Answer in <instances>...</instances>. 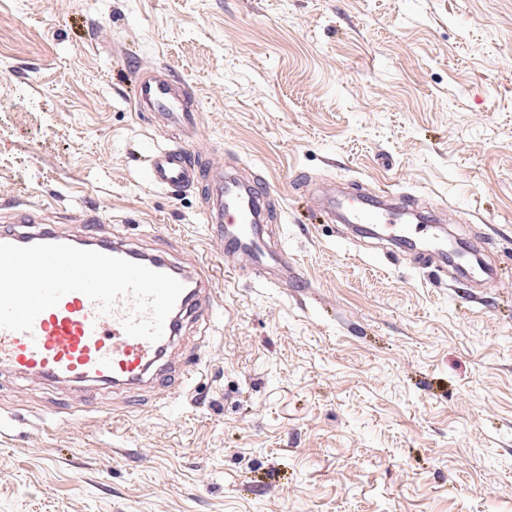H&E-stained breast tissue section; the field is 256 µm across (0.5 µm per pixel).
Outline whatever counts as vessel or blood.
<instances>
[{
	"label": "vessel or blood",
	"instance_id": "obj_1",
	"mask_svg": "<svg viewBox=\"0 0 512 512\" xmlns=\"http://www.w3.org/2000/svg\"><path fill=\"white\" fill-rule=\"evenodd\" d=\"M184 88L183 80L169 67L142 74L134 88L137 107L175 125L195 127V114ZM145 162L147 177L158 188L188 190L204 181L211 185L212 201L206 221L221 231L225 255L246 256L257 274L272 272L296 287H304L299 268L289 263L278 244L271 241L267 225L271 196L265 180L243 183L231 176L218 175L215 169L203 164L191 141L153 150ZM329 207L339 211L343 220L356 225L359 231L396 247L413 235L432 230L428 224L404 223L400 208L381 197L370 201L333 200ZM67 242L144 265L183 284L184 289L165 321L162 338L152 343L125 332L122 321L133 308L131 298H120L110 313L103 314L85 294L74 291L40 313L31 332L0 329V369L74 386L96 383L136 390L167 380L172 382L174 391L184 390L206 350L197 348L188 365L177 361L173 351L185 329L207 313V304L216 293L209 263L201 261L189 268L179 267L164 255L144 253L126 240L91 236L71 240L44 228L27 209L18 210L13 224L0 226V243L30 246ZM481 251V244L470 246L464 274L476 281H493L498 276V266L484 262Z\"/></svg>",
	"mask_w": 512,
	"mask_h": 512
}]
</instances>
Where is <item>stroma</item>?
<instances>
[{
	"label": "stroma",
	"instance_id": "1",
	"mask_svg": "<svg viewBox=\"0 0 512 512\" xmlns=\"http://www.w3.org/2000/svg\"><path fill=\"white\" fill-rule=\"evenodd\" d=\"M163 66L308 285L237 257L170 403L0 377V512H512V0H0V225L219 260L207 184L144 174ZM328 184L409 195L500 277L341 238ZM468 250L470 256L465 259V262L469 267H458L459 272L476 281L492 282L494 279L498 278V266L496 262L488 264L479 257L482 251V244L479 241H476L475 244L468 247Z\"/></svg>",
	"mask_w": 512,
	"mask_h": 512
}]
</instances>
